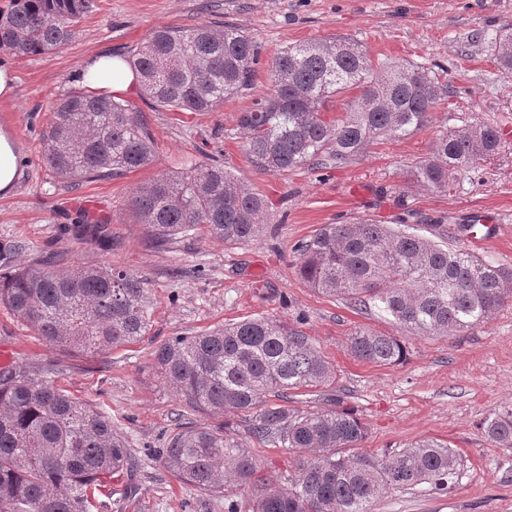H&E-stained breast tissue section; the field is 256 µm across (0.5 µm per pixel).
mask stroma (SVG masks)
I'll use <instances>...</instances> for the list:
<instances>
[{"mask_svg":"<svg viewBox=\"0 0 512 512\" xmlns=\"http://www.w3.org/2000/svg\"><path fill=\"white\" fill-rule=\"evenodd\" d=\"M210 4L218 8V21L243 27L260 48L251 88L212 112L140 103L154 137L150 167L76 186L57 178L42 159V133L55 99L76 88L85 60L104 50L131 54L160 26L207 20ZM503 31L512 32V0H97L75 38L56 51L0 58L16 76L14 95L0 100V129L23 160L14 191L0 197V245H17L18 267L46 254L69 265L109 263L142 277L154 298L148 336L84 356L45 343L0 304V355L21 368L54 369L59 387L111 418L138 463L136 494L125 497L123 479H112L96 493L92 512H224L223 495L184 485L159 455L180 401L154 372L151 353L171 337L250 316L302 320L336 368L334 397L368 427L365 450L381 455L437 439L461 454L451 492L424 485L392 490L374 512H512V447L493 446L481 427L495 410L512 405V307L457 335L407 336L406 361L380 367L351 357L346 341L358 328L391 331L388 320L314 292L292 266L295 244L321 225L362 217L389 221L405 207L413 214L409 231L512 271V134L497 156L458 176L449 191L409 180L440 133L466 123L512 127V73L499 70L487 51L488 40ZM336 36L360 43L376 62L448 70L455 97L423 130L376 142L347 165L282 175L259 171L247 158L239 113L267 92L278 50ZM209 155L268 200L271 217L261 236L236 245L181 237L156 247L130 210L135 188ZM83 210L109 219L105 243L72 237L69 228ZM478 212L499 226L490 242H474L461 229Z\"/></svg>","mask_w":512,"mask_h":512,"instance_id":"1","label":"stroma"}]
</instances>
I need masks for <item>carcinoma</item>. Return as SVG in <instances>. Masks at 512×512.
Masks as SVG:
<instances>
[{
  "mask_svg": "<svg viewBox=\"0 0 512 512\" xmlns=\"http://www.w3.org/2000/svg\"><path fill=\"white\" fill-rule=\"evenodd\" d=\"M96 0H8L0 7V54L49 53L73 39ZM490 57L512 71V32L488 42ZM143 99L168 112H212L252 85L260 62L254 39L216 21L154 29L126 59ZM271 88L240 113L238 128L259 170L283 174L346 165L377 140L409 137L432 121L455 86L445 71L374 62L344 37L278 51ZM342 115L328 117L350 91ZM500 130L465 124L440 134L430 156L412 167L413 184L446 190L451 180L498 154ZM43 160L69 182L121 177L154 161L142 112L85 89L56 100L43 132ZM138 223L165 246L190 233L227 244L257 239L268 220L262 196L217 160L158 174L131 199ZM369 218L324 224L295 245L294 268L314 291L372 308L417 336H449L488 323L512 302L506 269L471 253ZM78 240L108 237L105 219L85 211L71 227ZM18 246H0V304L46 342L75 354H103L149 334L153 300L144 280L108 264L60 268L51 260L14 267ZM347 351L377 366L397 365L408 348L392 333L358 328ZM154 366L181 402L161 457L183 483L222 494L252 487L249 512H373L387 491L427 484L448 491L460 455L445 442H416L382 457L360 450L367 426L339 400L321 412L292 409L299 395L322 393L336 370L299 326L253 317L156 347ZM48 369L0 366V512H90V491L134 470L112 420L69 395ZM241 417L261 445L298 453L294 471L260 474L240 429L200 425L195 413ZM497 447L512 446V406L482 423Z\"/></svg>",
  "mask_w": 512,
  "mask_h": 512,
  "instance_id": "cac0c4a2",
  "label": "carcinoma"
}]
</instances>
